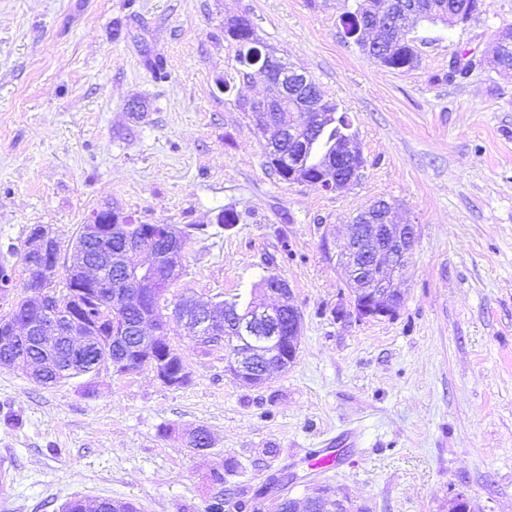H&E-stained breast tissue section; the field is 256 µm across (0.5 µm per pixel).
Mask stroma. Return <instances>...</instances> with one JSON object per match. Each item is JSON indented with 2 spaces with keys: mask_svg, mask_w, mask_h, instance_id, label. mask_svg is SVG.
Segmentation results:
<instances>
[{
  "mask_svg": "<svg viewBox=\"0 0 512 512\" xmlns=\"http://www.w3.org/2000/svg\"><path fill=\"white\" fill-rule=\"evenodd\" d=\"M353 0H0V260L41 225L75 260L80 224L110 205L139 224L194 225L168 302L199 294L271 297L288 281L303 314L295 363L260 387L225 369L177 323L166 340L190 381L149 368L99 369L44 387L0 364V463L12 481L0 512H61L79 498L140 512H277L327 488L350 512H512V70L494 69L493 37L512 0H483L467 22L421 23L420 64L398 71L342 37ZM295 63L346 112L365 160L348 189L280 181L268 133L237 105L267 91L233 74L224 23ZM480 64L448 78L453 53ZM161 60L165 77L149 63ZM147 109L136 118L131 99ZM419 239L390 318L337 319L349 287L325 246L343 243L375 200ZM239 219L217 224L224 208ZM202 427L212 446L185 435ZM340 460L316 474L308 452ZM223 474L215 482L213 474Z\"/></svg>",
  "mask_w": 512,
  "mask_h": 512,
  "instance_id": "stroma-1",
  "label": "stroma"
}]
</instances>
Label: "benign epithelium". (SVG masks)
Returning <instances> with one entry per match:
<instances>
[{
    "mask_svg": "<svg viewBox=\"0 0 512 512\" xmlns=\"http://www.w3.org/2000/svg\"><path fill=\"white\" fill-rule=\"evenodd\" d=\"M372 14L375 15L373 25L358 29L357 35L368 53L382 63L387 55L385 45L388 34L400 25V20L382 4L373 7ZM265 56L267 63L259 66L258 71L265 76L268 91L264 97L246 103V111L252 120L268 129L267 113L286 112L303 117L299 123L292 122L294 126L304 128L323 122L327 116L324 108L329 102L317 95V87L309 76L268 49ZM338 158L349 168L348 172L341 175L333 166L313 179L305 174L301 162L290 159L288 183L313 182L327 191L345 190L358 177L364 164L356 136L342 143ZM379 208L382 210L383 223L350 224L346 240L336 252L337 264L344 269L351 296L349 307L336 310L339 319L352 316L358 320L390 318L401 306L403 294L397 288L396 280L418 242L417 226L396 223L393 206L386 200ZM120 220L118 212L110 207L94 211L89 216L88 233L98 242L101 253L92 263L86 262L83 255H78V261L71 265L68 272V275L78 278L83 291L97 294L108 287L102 280L98 266L102 263L112 264L110 224ZM161 237L178 241L179 229L173 224H158L154 231L147 232V236L127 241L124 251L132 262L124 269L125 279L130 285L125 303L136 305L141 299L146 301L177 277V267L172 269L167 266L160 273L157 271V267L161 266L159 261L150 269L139 263V255ZM56 248V239L43 229L33 242L23 248L24 264L40 272L45 281L51 282L58 276L60 267ZM269 281L271 286L266 291L277 298V303L273 305L254 301L244 312L236 313L233 321L223 319L215 308L197 313L198 325L204 332L195 340L205 346L224 344L227 370L250 386L264 384L273 369L283 371L292 366L297 358L298 337L303 326V315L293 301L288 282L279 276H272ZM46 315L52 320L48 333L70 341L71 362L82 364L94 356L97 349L96 329L101 321H89L73 311L64 315L48 311ZM149 325L154 329V333L150 334L153 341H163L166 319L143 316L140 327L144 329ZM110 331L115 351L105 361L106 365L117 373L147 365L163 385L180 386L182 375L167 371L163 362L154 358L150 342L143 340L137 344L140 355H129V336L136 328L113 323ZM448 512H475V506L468 494L461 492L448 501Z\"/></svg>",
    "mask_w": 512,
    "mask_h": 512,
    "instance_id": "1",
    "label": "benign epithelium"
}]
</instances>
